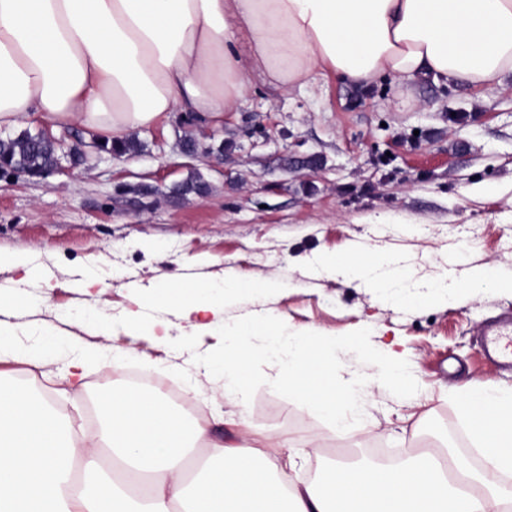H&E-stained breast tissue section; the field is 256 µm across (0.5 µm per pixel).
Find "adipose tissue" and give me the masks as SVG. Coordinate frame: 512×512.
I'll return each instance as SVG.
<instances>
[{"label": "adipose tissue", "mask_w": 512, "mask_h": 512, "mask_svg": "<svg viewBox=\"0 0 512 512\" xmlns=\"http://www.w3.org/2000/svg\"><path fill=\"white\" fill-rule=\"evenodd\" d=\"M318 74L503 87L512 0H0V129L78 124L111 143L178 112L212 123L253 79ZM160 294L193 331L220 312L195 284ZM461 406L481 470L435 449L290 488L248 445L213 444L187 475L186 421L152 393L102 392L98 427L76 438L45 399L0 382V512H512V397L476 389Z\"/></svg>", "instance_id": "1"}]
</instances>
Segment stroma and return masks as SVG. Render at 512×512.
<instances>
[{"label": "stroma", "instance_id": "stroma-1", "mask_svg": "<svg viewBox=\"0 0 512 512\" xmlns=\"http://www.w3.org/2000/svg\"><path fill=\"white\" fill-rule=\"evenodd\" d=\"M46 131L60 157L47 176L0 174V252L29 255L38 275L24 290L0 272V301L13 305L17 341L37 350L64 341L40 364L1 363L0 373L45 397L75 432L89 430L96 397L130 386L110 367L112 348L129 356L148 384L211 438L259 442L272 460L294 458L296 483L339 461L364 460L373 446L402 458L424 447L472 456L460 397L482 387L512 390V368L480 351V332L512 317V289L473 291L470 274L487 266L512 274V82L497 91L423 79L368 89L333 76L285 91L253 82L236 108L204 128L170 117L133 131L137 153L100 152L73 126ZM223 145L185 155V137ZM207 193L181 196L191 176ZM400 267L392 288L329 272L326 259ZM254 276L263 289L231 295L224 318L269 314L291 331L339 336L369 328L373 346L399 340L414 378L411 398L373 388L363 421L336 433L310 410L257 389L251 402L224 396L188 351L131 342L119 324L136 312L143 325L165 322L179 337L177 306L154 300L156 287L222 284ZM94 278L91 292L78 281ZM449 278L451 300L429 287ZM92 358L80 386L61 380L73 356ZM285 438L289 448L274 447Z\"/></svg>", "mask_w": 512, "mask_h": 512}]
</instances>
